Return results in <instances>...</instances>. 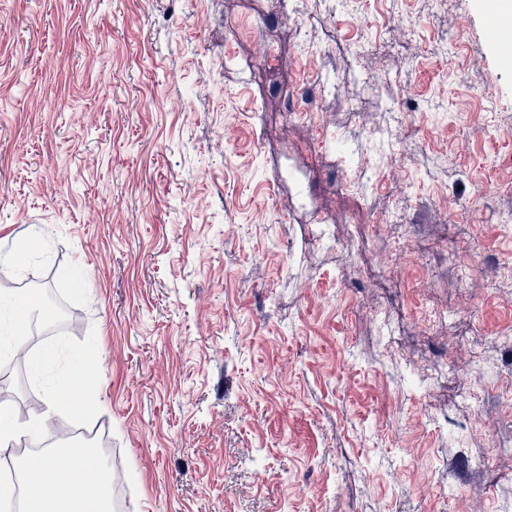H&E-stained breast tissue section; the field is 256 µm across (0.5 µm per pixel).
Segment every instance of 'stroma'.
<instances>
[{
    "label": "stroma",
    "instance_id": "35a3bbf8",
    "mask_svg": "<svg viewBox=\"0 0 512 512\" xmlns=\"http://www.w3.org/2000/svg\"><path fill=\"white\" fill-rule=\"evenodd\" d=\"M486 6L0 0V292L74 319L0 406L108 434L123 512H512Z\"/></svg>",
    "mask_w": 512,
    "mask_h": 512
}]
</instances>
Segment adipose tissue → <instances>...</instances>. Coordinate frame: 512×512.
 <instances>
[{
    "label": "adipose tissue",
    "mask_w": 512,
    "mask_h": 512,
    "mask_svg": "<svg viewBox=\"0 0 512 512\" xmlns=\"http://www.w3.org/2000/svg\"><path fill=\"white\" fill-rule=\"evenodd\" d=\"M25 512H112L111 476L91 449L69 446L24 466Z\"/></svg>",
    "instance_id": "adipose-tissue-1"
}]
</instances>
